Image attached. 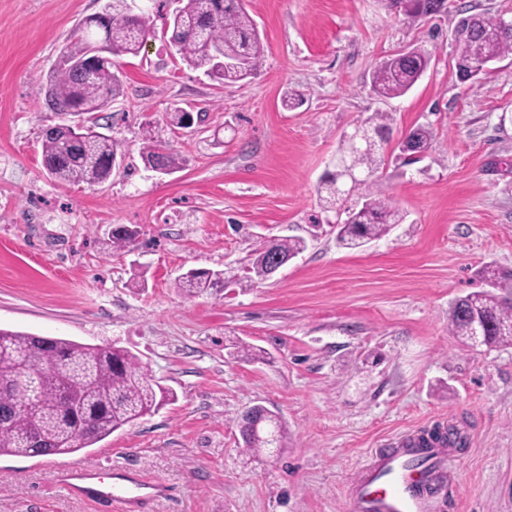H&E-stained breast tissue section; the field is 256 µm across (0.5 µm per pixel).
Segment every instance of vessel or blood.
<instances>
[{
    "label": "vessel or blood",
    "mask_w": 512,
    "mask_h": 512,
    "mask_svg": "<svg viewBox=\"0 0 512 512\" xmlns=\"http://www.w3.org/2000/svg\"><path fill=\"white\" fill-rule=\"evenodd\" d=\"M446 446V441L426 442L408 433L397 438L393 447L376 451L352 489L355 512H436L438 501L429 488L432 475L444 470ZM424 454L429 455V464L412 467L411 459ZM65 470V482L73 493L102 503L122 500L135 504L155 492L128 468L69 464Z\"/></svg>",
    "instance_id": "1"
}]
</instances>
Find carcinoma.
Here are the masks:
<instances>
[{
    "label": "carcinoma",
    "mask_w": 512,
    "mask_h": 512,
    "mask_svg": "<svg viewBox=\"0 0 512 512\" xmlns=\"http://www.w3.org/2000/svg\"><path fill=\"white\" fill-rule=\"evenodd\" d=\"M163 36L188 66L203 69L223 84L236 83L261 66L264 45L243 0H183ZM388 7L408 18L429 14L434 0H386ZM150 31V18L129 12L125 0H112L105 38L112 45L105 54L95 52L98 33L84 30L61 51L44 87V105L52 112L78 113L89 118L102 112L123 93V81L112 57L135 55ZM457 73L468 71L473 60H502L512 56V26L504 28L497 16L471 14L462 18L457 36ZM432 52L417 49L411 56L386 57L372 76L373 91L386 99L405 95L427 69ZM120 142L107 134L85 139L57 124L42 132L44 170L62 182L101 184L112 176V160ZM340 158L352 174L342 196L328 185L326 203L333 206L350 197L361 201L347 208L338 224L336 240L355 249L368 240L380 239L402 223L404 215L392 202L374 174L382 163L378 149L365 144L340 150ZM142 161L157 163L173 172L184 159L157 144L146 132ZM138 230L118 225L112 231V251H130ZM305 249L302 239H262L251 250L244 272L259 281L278 259L296 258ZM237 279L231 269H190L178 285L191 296L219 292ZM484 279L491 287L458 300L449 312V328L465 345L481 329L484 344L512 343V274L488 266ZM25 369L14 385L0 390V456L40 457L89 448L113 432L160 408L169 398L148 369L129 351L75 341L35 336L0 328V361ZM247 450L268 447L263 434L242 421Z\"/></svg>",
    "instance_id": "cac0c4a2"
}]
</instances>
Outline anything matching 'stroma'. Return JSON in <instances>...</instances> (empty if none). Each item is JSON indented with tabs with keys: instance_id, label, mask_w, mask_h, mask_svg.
Here are the masks:
<instances>
[{
	"instance_id": "35a3bbf8",
	"label": "stroma",
	"mask_w": 512,
	"mask_h": 512,
	"mask_svg": "<svg viewBox=\"0 0 512 512\" xmlns=\"http://www.w3.org/2000/svg\"><path fill=\"white\" fill-rule=\"evenodd\" d=\"M178 0H135L153 31L116 57L124 94L98 113L124 156L101 184L60 183L41 132L61 120L40 87L60 49L112 0H0V327L136 355L172 392L158 411L65 456H0V512H124L72 496L63 463L113 464L166 486L144 512H353L371 451L441 423L465 437L440 512H512V345L470 348L448 331L452 303L512 272V60L460 81V8L512 16V0H448L411 21L380 0H246L262 66L221 84L162 36ZM433 59L404 96L383 100L372 72L402 49ZM304 101L284 109L286 93ZM202 113L172 132L174 107ZM382 112L378 176L406 218L357 249L336 241L323 200L344 133ZM433 136L401 152L410 131ZM184 158L162 175L140 157L145 128ZM138 227L113 254V227ZM304 239L272 279L186 297L190 269H240L263 238ZM245 343L264 350L247 362ZM260 405L288 432L276 453L246 451L239 418Z\"/></svg>"
}]
</instances>
